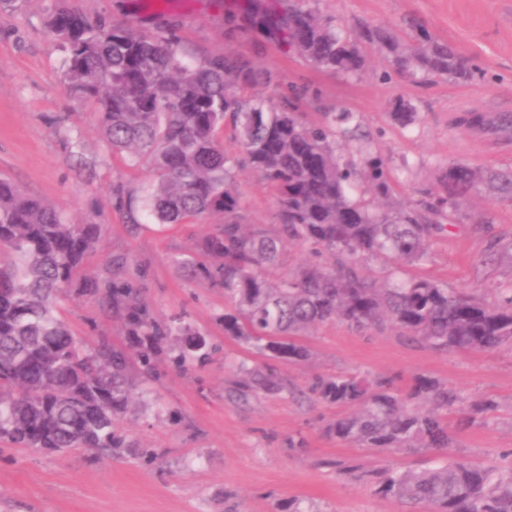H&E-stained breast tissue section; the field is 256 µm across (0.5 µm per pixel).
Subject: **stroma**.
Segmentation results:
<instances>
[{"label":"stroma","mask_w":512,"mask_h":512,"mask_svg":"<svg viewBox=\"0 0 512 512\" xmlns=\"http://www.w3.org/2000/svg\"><path fill=\"white\" fill-rule=\"evenodd\" d=\"M245 0H77L90 16L119 23L175 24L198 55L232 49L256 54L281 85L308 82L324 108L360 112L379 149L412 170L400 187L419 200L442 169L462 161L474 167L512 169V137L503 139L460 126L463 112H512V0H320L324 14L348 28L368 22L391 29L420 18L430 33L481 68L471 82L440 79L416 85L378 78L384 62L371 57L362 79L345 80L311 69L269 45L224 39V13ZM54 0H6L0 5V174L26 193L53 203L72 222L104 225L85 272L105 276L115 257L126 258L145 298L161 321L184 315L208 334L217 352L204 367L170 374L144 396L143 407L120 421L127 446L116 457L94 451L41 453L0 448V512H402L375 491L378 472L434 466L451 455L492 465L512 452V349L494 353H437L392 331L361 334L340 323L314 329L311 359L278 362L293 393L240 398L232 386L240 360L259 357L227 338L218 316L224 292L191 279L175 264L200 237L222 223L208 214L199 223L162 226L149 218L131 226L112 207V186L148 189L147 170L130 168L100 134L91 105L63 89L64 55L44 26ZM414 103L419 124L391 122L397 99ZM246 221L272 224L275 202L249 171H239ZM466 219L431 244L423 272L461 291L491 294L512 281V264L489 259V244L512 239V203L484 193L465 205ZM62 317L86 342L122 337L119 323L94 301L65 297ZM360 373L389 377L400 387L425 375L448 383L466 400L491 399L497 412L459 432L451 453L356 448L323 433L336 406L302 395L319 375Z\"/></svg>","instance_id":"obj_1"}]
</instances>
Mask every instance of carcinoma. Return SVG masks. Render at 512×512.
Here are the masks:
<instances>
[{
	"instance_id": "1",
	"label": "carcinoma",
	"mask_w": 512,
	"mask_h": 512,
	"mask_svg": "<svg viewBox=\"0 0 512 512\" xmlns=\"http://www.w3.org/2000/svg\"><path fill=\"white\" fill-rule=\"evenodd\" d=\"M58 0L46 25L65 53L64 89L94 106L112 153L155 181L144 196L112 189L113 207L130 224L143 210L157 224L176 226L209 213L224 223L178 264L188 276L224 290V335L266 362L238 368L235 390L277 394L288 389L274 361L311 357L304 336L327 323L358 332L391 330L408 342L446 352H493L512 345V283L493 299L465 293L404 269L429 262L446 224L466 217L464 205L483 188L512 201V172L457 162L444 168L435 191L414 203L400 198L409 160L396 164L375 144L361 113L346 107L310 119L319 99L309 85L277 100L258 88L274 74L251 57L226 52L191 56L174 28L144 32L105 17L91 18ZM255 32L311 68L347 79L366 72L376 53L388 64L380 78L417 84L440 78L468 82L474 59L433 37L416 20L405 29L364 23L347 32L324 15L318 0H250L224 20V35ZM402 128L420 122L409 101L393 105ZM238 155L224 151V137ZM253 172L276 204V223L247 224L237 184ZM103 226L66 221L49 202L23 193L0 175V442L64 453L96 448L112 457L125 447L119 419L135 408V392L159 383L163 345L177 342L169 364L203 366L211 347L181 320L156 319L142 290L127 279L126 260H112L102 280L83 271ZM307 260L285 272V246ZM380 265L381 274L370 264ZM75 290L118 319L124 340L100 336L86 344L60 316V295ZM317 403L344 407L325 431L364 448L444 450L457 430L493 413L480 400L458 402L448 384L417 376L406 390L387 377L318 376L309 386ZM378 493L405 512H512V465L485 468L447 459L421 470L379 472Z\"/></svg>"
}]
</instances>
